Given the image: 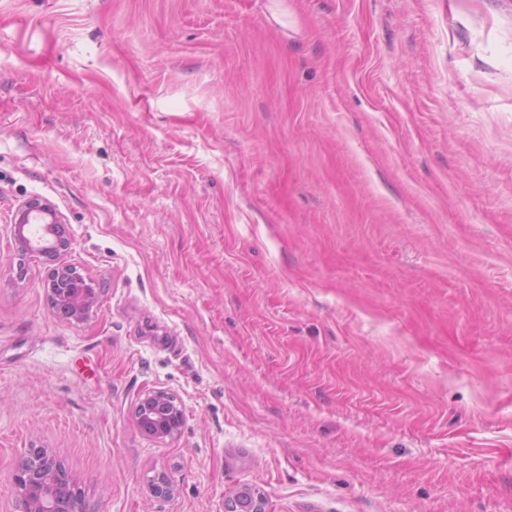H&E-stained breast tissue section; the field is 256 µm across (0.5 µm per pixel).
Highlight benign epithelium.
Masks as SVG:
<instances>
[{
    "label": "benign epithelium",
    "mask_w": 512,
    "mask_h": 512,
    "mask_svg": "<svg viewBox=\"0 0 512 512\" xmlns=\"http://www.w3.org/2000/svg\"><path fill=\"white\" fill-rule=\"evenodd\" d=\"M59 215L42 199H32L20 206L14 217L13 235L22 250L56 259L69 249V241L60 239ZM52 307L72 321L84 320L97 306L99 294L86 282L77 268L60 263L54 268L47 284ZM135 418L139 429L157 440L179 433L184 412L179 399L165 390H149L138 399ZM13 483L20 493L22 512H86V505L75 480L58 456L48 449L33 446L18 462ZM176 489L166 473L152 479L155 495L168 497ZM227 512H264L261 496L227 503Z\"/></svg>",
    "instance_id": "1"
}]
</instances>
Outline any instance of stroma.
Instances as JSON below:
<instances>
[{"label": "stroma", "mask_w": 512, "mask_h": 512, "mask_svg": "<svg viewBox=\"0 0 512 512\" xmlns=\"http://www.w3.org/2000/svg\"><path fill=\"white\" fill-rule=\"evenodd\" d=\"M268 3L0 0V512L33 446L92 512H512V0ZM39 225V230L32 227ZM62 224L52 205L42 199H32L20 206L14 217L13 235L25 250L42 254L49 259L59 258L69 249V240L62 242L57 233ZM52 307L69 320H84L97 306L99 294L76 267L59 263L47 284ZM135 418L139 429L157 440L171 438L179 433L184 412L179 399L165 390H149L138 399Z\"/></svg>", "instance_id": "stroma-1"}]
</instances>
